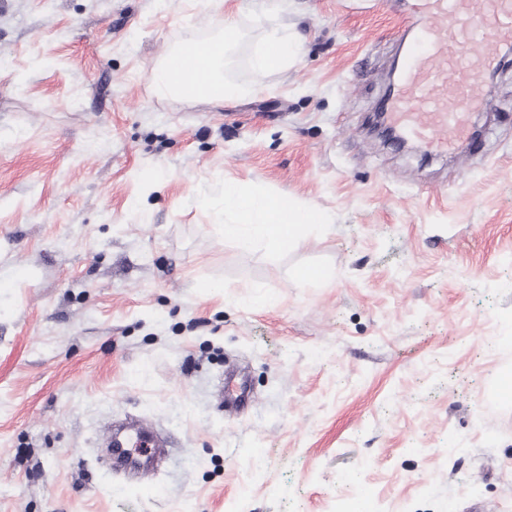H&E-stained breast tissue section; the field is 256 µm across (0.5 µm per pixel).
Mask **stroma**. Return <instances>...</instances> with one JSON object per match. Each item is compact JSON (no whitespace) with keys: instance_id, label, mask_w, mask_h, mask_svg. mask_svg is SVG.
Wrapping results in <instances>:
<instances>
[{"instance_id":"35a3bbf8","label":"stroma","mask_w":512,"mask_h":512,"mask_svg":"<svg viewBox=\"0 0 512 512\" xmlns=\"http://www.w3.org/2000/svg\"><path fill=\"white\" fill-rule=\"evenodd\" d=\"M407 10L0 0V512H333L361 485L371 512H512V66L467 158L384 144L366 119ZM228 11L245 95L153 97ZM288 25L302 55L256 77ZM228 180L324 226L226 240L195 199ZM230 364L253 392L234 415ZM126 416L171 442L149 479L104 460Z\"/></svg>"}]
</instances>
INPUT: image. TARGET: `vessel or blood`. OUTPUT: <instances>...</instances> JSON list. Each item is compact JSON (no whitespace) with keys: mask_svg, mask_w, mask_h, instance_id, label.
I'll return each mask as SVG.
<instances>
[{"mask_svg":"<svg viewBox=\"0 0 512 512\" xmlns=\"http://www.w3.org/2000/svg\"><path fill=\"white\" fill-rule=\"evenodd\" d=\"M412 41L396 88L378 109L403 139L442 153L469 138L468 118L479 111L482 87L497 68L495 37L512 33V0H410ZM114 457L153 472L167 456L165 441L141 426L116 429Z\"/></svg>","mask_w":512,"mask_h":512,"instance_id":"vessel-or-blood-1","label":"vessel or blood"}]
</instances>
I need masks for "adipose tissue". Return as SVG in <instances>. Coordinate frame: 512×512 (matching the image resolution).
<instances>
[{"mask_svg":"<svg viewBox=\"0 0 512 512\" xmlns=\"http://www.w3.org/2000/svg\"><path fill=\"white\" fill-rule=\"evenodd\" d=\"M238 39L233 19H225L222 36L215 39L214 54L207 60L208 83L200 95L215 101L234 100L241 96L238 85L226 80L220 72L223 51ZM301 46L298 33L286 27L272 29L255 59L257 75L288 68ZM212 205L224 216V236L244 246L263 245L267 251L278 252L313 227V216L307 209L282 199L252 192L239 183H225L219 198Z\"/></svg>","mask_w":512,"mask_h":512,"instance_id":"1","label":"adipose tissue"}]
</instances>
